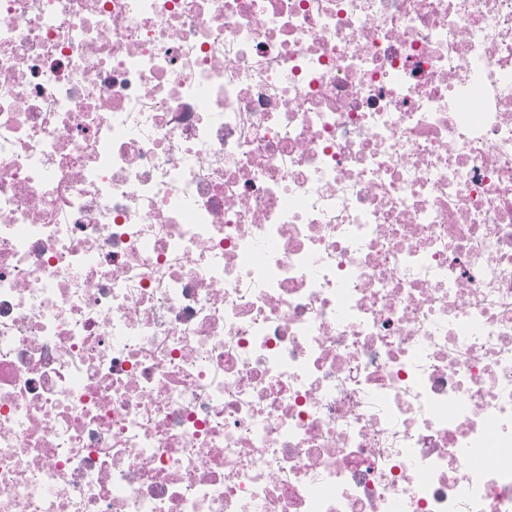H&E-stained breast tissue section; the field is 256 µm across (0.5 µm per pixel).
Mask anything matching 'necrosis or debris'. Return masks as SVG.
<instances>
[{
	"label": "necrosis or debris",
	"instance_id": "4bbe7bcc",
	"mask_svg": "<svg viewBox=\"0 0 512 512\" xmlns=\"http://www.w3.org/2000/svg\"><path fill=\"white\" fill-rule=\"evenodd\" d=\"M0 512H512V0H0Z\"/></svg>",
	"mask_w": 512,
	"mask_h": 512
}]
</instances>
